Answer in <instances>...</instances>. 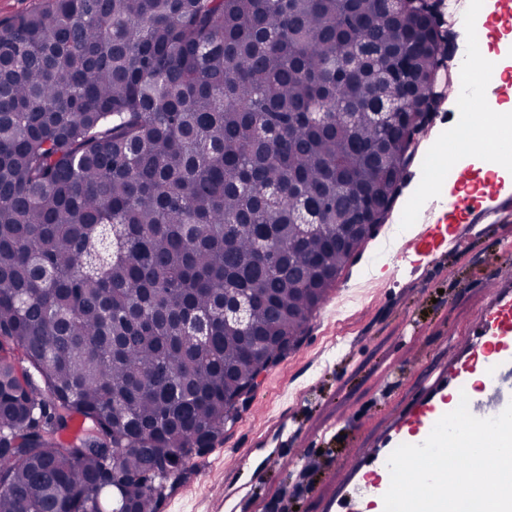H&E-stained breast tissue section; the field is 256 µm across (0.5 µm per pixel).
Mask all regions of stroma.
Here are the masks:
<instances>
[{
    "mask_svg": "<svg viewBox=\"0 0 512 512\" xmlns=\"http://www.w3.org/2000/svg\"><path fill=\"white\" fill-rule=\"evenodd\" d=\"M454 29L456 55L497 49L512 28L497 14L485 38L464 20ZM463 107L443 99L440 116L419 136L398 199L354 263L310 318L299 348L269 368L246 410L224 429V439L190 461L187 479L174 487L160 512H334L351 469L385 447L409 410L446 384L455 363L470 356L475 318L496 306L503 288L495 270L512 265V205L482 224L449 214L448 195L478 188L473 168L444 170L438 188L411 226L455 229L448 251L397 264L404 243L394 229L431 164L429 148L447 139V114Z\"/></svg>",
    "mask_w": 512,
    "mask_h": 512,
    "instance_id": "obj_1",
    "label": "stroma"
}]
</instances>
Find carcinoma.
I'll list each match as a JSON object with an SVG mask.
<instances>
[{"mask_svg":"<svg viewBox=\"0 0 512 512\" xmlns=\"http://www.w3.org/2000/svg\"><path fill=\"white\" fill-rule=\"evenodd\" d=\"M438 59L383 0H51L0 26V512H158L300 344L363 241L336 247L349 212L393 206Z\"/></svg>","mask_w":512,"mask_h":512,"instance_id":"cac0c4a2","label":"carcinoma"}]
</instances>
